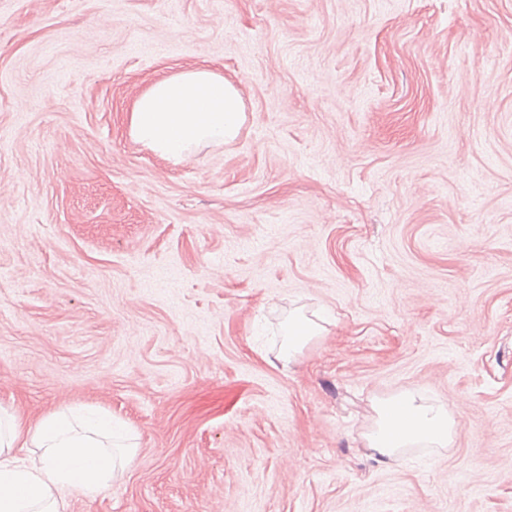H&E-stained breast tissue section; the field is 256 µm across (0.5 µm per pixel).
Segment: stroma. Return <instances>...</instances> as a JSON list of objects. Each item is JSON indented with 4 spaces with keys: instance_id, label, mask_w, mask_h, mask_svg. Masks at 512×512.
I'll list each match as a JSON object with an SVG mask.
<instances>
[{
    "instance_id": "obj_1",
    "label": "stroma",
    "mask_w": 512,
    "mask_h": 512,
    "mask_svg": "<svg viewBox=\"0 0 512 512\" xmlns=\"http://www.w3.org/2000/svg\"><path fill=\"white\" fill-rule=\"evenodd\" d=\"M201 65L236 139L134 142ZM404 390L461 428L377 462ZM77 405L137 450L67 512H512V0H0V412ZM325 330L326 328L319 322L304 315L288 317V322L284 326L286 345L281 350V355L288 358V361L291 360L314 337L322 336Z\"/></svg>"
}]
</instances>
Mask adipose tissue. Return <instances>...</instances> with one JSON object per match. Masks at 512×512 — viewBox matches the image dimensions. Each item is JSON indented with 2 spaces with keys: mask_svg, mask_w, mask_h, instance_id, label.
<instances>
[{
  "mask_svg": "<svg viewBox=\"0 0 512 512\" xmlns=\"http://www.w3.org/2000/svg\"><path fill=\"white\" fill-rule=\"evenodd\" d=\"M238 89L208 67L174 73L154 82L132 104L129 134L176 161L204 142L233 140L244 121ZM364 440L381 460L407 448H446L458 422L443 404L402 391L372 404ZM117 434L106 414L92 409L53 412L29 424L16 416L0 422V512H66L71 495H91L111 485L127 467L136 445L114 455Z\"/></svg>",
  "mask_w": 512,
  "mask_h": 512,
  "instance_id": "1",
  "label": "adipose tissue"
}]
</instances>
